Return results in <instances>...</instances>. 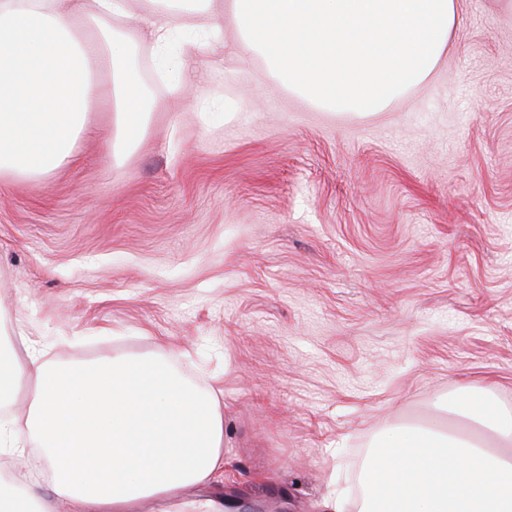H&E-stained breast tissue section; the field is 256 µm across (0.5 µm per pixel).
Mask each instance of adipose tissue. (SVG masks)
Listing matches in <instances>:
<instances>
[{
  "instance_id": "ef3b65f1",
  "label": "adipose tissue",
  "mask_w": 512,
  "mask_h": 512,
  "mask_svg": "<svg viewBox=\"0 0 512 512\" xmlns=\"http://www.w3.org/2000/svg\"><path fill=\"white\" fill-rule=\"evenodd\" d=\"M210 0H170L149 29L165 47L185 18L205 14L208 53L222 57L224 20ZM125 0H0V174L44 176L69 162L91 112H112L116 144L141 140L148 111L127 60L138 28L114 36ZM104 64L111 79L97 80ZM0 365V403L33 385L26 413L0 419V512H128L146 499H172L224 470V414L217 391L198 393L161 346L144 360L116 357L63 373L31 343ZM449 426L387 431L361 473L358 512H512V413L467 395L439 409ZM37 439L48 482L15 470Z\"/></svg>"
}]
</instances>
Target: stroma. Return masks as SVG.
I'll use <instances>...</instances> for the list:
<instances>
[{
  "instance_id": "35a3bbf8",
  "label": "stroma",
  "mask_w": 512,
  "mask_h": 512,
  "mask_svg": "<svg viewBox=\"0 0 512 512\" xmlns=\"http://www.w3.org/2000/svg\"><path fill=\"white\" fill-rule=\"evenodd\" d=\"M449 50L381 112L329 111L231 40L178 30L152 111L112 154L91 113L74 157L0 177L5 343L79 368L168 347L222 390L224 471L184 500L353 512L356 464L437 399L492 387L512 411V9L459 0Z\"/></svg>"
}]
</instances>
